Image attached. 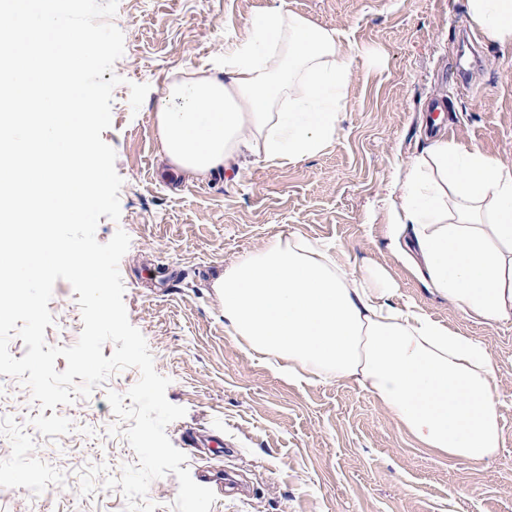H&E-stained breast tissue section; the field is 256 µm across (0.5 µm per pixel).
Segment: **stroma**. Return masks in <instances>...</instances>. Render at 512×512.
I'll list each match as a JSON object with an SVG mask.
<instances>
[{
	"mask_svg": "<svg viewBox=\"0 0 512 512\" xmlns=\"http://www.w3.org/2000/svg\"><path fill=\"white\" fill-rule=\"evenodd\" d=\"M274 6L347 35L338 139L295 164L252 158L204 181L183 176L164 158L155 122L166 83L221 72L225 48ZM113 22L124 34L113 67L122 82L102 138L123 180L121 217L101 218L96 238H130L119 263L127 316L170 380L168 401L186 410L166 434L193 480L214 491L210 512H512V322L464 318L431 294L414 266L392 257L385 208L396 171L436 132L512 167V47L485 44L464 0H119ZM134 83L149 87L136 111ZM296 231L332 243L356 272L385 270L398 304L485 344L501 401L496 455L471 462L419 447L356 382H288L233 339L214 278ZM77 299L57 280L48 345L78 341ZM139 378L128 368L57 405L73 428L45 436L30 423L40 407L29 389L0 374V512H34L25 491L36 482L46 512H126L120 488L105 480L138 458L107 394L131 406L126 393ZM191 432L222 445L186 447ZM228 468L241 476L233 495L219 485Z\"/></svg>",
	"mask_w": 512,
	"mask_h": 512,
	"instance_id": "35a3bbf8",
	"label": "stroma"
}]
</instances>
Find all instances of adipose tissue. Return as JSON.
I'll return each instance as SVG.
<instances>
[{
    "instance_id": "adipose-tissue-1",
    "label": "adipose tissue",
    "mask_w": 512,
    "mask_h": 512,
    "mask_svg": "<svg viewBox=\"0 0 512 512\" xmlns=\"http://www.w3.org/2000/svg\"><path fill=\"white\" fill-rule=\"evenodd\" d=\"M485 42L512 46V0H465ZM340 32L273 7L224 54V70L170 81L156 110L162 151L206 179L254 157L280 166L334 142L350 62ZM392 253L465 317L512 320V167L445 138L398 176ZM237 341L287 373L351 379L421 447L480 461L501 446L498 386L485 345L393 303L380 270L349 272L329 244L292 232L213 281Z\"/></svg>"
}]
</instances>
